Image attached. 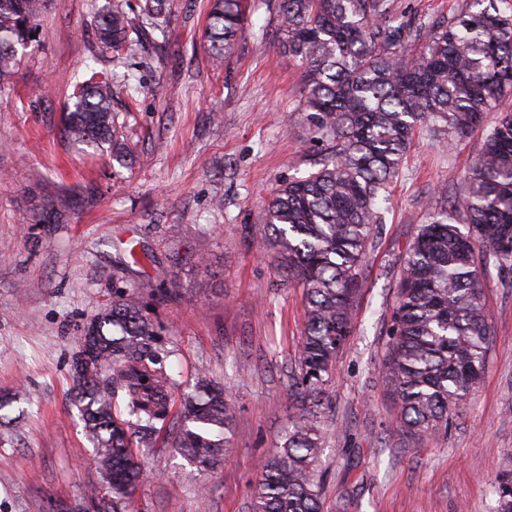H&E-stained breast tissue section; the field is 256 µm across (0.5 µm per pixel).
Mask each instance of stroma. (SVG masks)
Segmentation results:
<instances>
[{
	"mask_svg": "<svg viewBox=\"0 0 512 512\" xmlns=\"http://www.w3.org/2000/svg\"><path fill=\"white\" fill-rule=\"evenodd\" d=\"M208 2L180 0L164 33L130 57L144 86L116 116L126 163L113 160L111 145L80 149L63 133L74 85L97 53L93 0H56L0 88V394L17 396L0 411L13 433L0 446V512H51L97 482L73 404L75 339L133 283L175 350L171 372L186 384L201 373L224 384L239 418L211 472L188 465L161 431L129 512H248L259 466L286 425L305 308L301 288L265 249L258 215L315 158L294 111L304 68L273 31L274 0H256L233 57L213 69ZM462 2L393 7L430 24ZM37 88L47 94L34 103ZM485 134L445 152L418 130L383 205L321 415L327 512L342 497L360 512H493L492 487L512 464V279L494 271L486 279L494 325L486 373L447 428L416 441L398 432L380 371L406 250L438 188L461 186Z\"/></svg>",
	"mask_w": 512,
	"mask_h": 512,
	"instance_id": "35a3bbf8",
	"label": "stroma"
}]
</instances>
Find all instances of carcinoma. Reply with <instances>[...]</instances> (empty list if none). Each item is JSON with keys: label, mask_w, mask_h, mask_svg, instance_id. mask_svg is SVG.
Instances as JSON below:
<instances>
[{"label": "carcinoma", "mask_w": 512, "mask_h": 512, "mask_svg": "<svg viewBox=\"0 0 512 512\" xmlns=\"http://www.w3.org/2000/svg\"><path fill=\"white\" fill-rule=\"evenodd\" d=\"M51 0H0V86L36 34ZM112 0L94 12L93 40L112 71L90 70L63 120L75 144H112L125 160L112 115L118 68L163 30L175 0ZM439 25L399 18L391 0H277L274 29L305 68L294 111L321 145L313 170L265 201L259 223L279 268L302 288L305 326L291 380L288 424L260 465L249 512H323L318 471L326 431L321 409L336 358L353 330L355 302L380 202L399 178L415 133L450 148L498 112L459 191L443 186L408 246L396 285L381 373L399 405L400 430L421 436L448 425L481 384L490 350L487 269L512 274V0H464ZM247 0H212L209 58L221 68L245 29ZM90 362L72 369L84 431L96 446L91 512H124L143 481L175 398V447L203 471L219 468L238 418L231 397L200 374L182 386L171 351L136 292H123L85 326ZM494 512H512V468L493 488Z\"/></svg>", "instance_id": "carcinoma-1"}]
</instances>
